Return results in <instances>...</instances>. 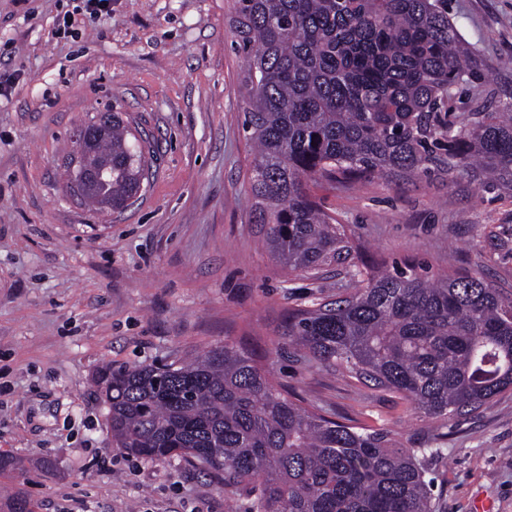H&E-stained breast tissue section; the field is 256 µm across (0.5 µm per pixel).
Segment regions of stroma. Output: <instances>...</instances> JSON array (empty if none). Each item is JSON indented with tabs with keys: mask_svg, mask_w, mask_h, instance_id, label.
<instances>
[{
	"mask_svg": "<svg viewBox=\"0 0 512 512\" xmlns=\"http://www.w3.org/2000/svg\"><path fill=\"white\" fill-rule=\"evenodd\" d=\"M81 0H0V499L35 512H247L246 494L184 459L128 458L111 445L96 383L102 366L135 369L230 343L296 397L404 446L436 444V512H512V393L449 420L440 440L395 394L311 368L283 329L290 308L349 294L347 268L289 275L253 221L243 126L245 61L232 0H112L94 20ZM75 34L58 38L64 14ZM481 62L454 112L512 101V0H448ZM112 108L155 138L156 175L123 213L66 192L76 130ZM313 192L363 262L435 278L474 273L512 289V190L458 174L378 177Z\"/></svg>",
	"mask_w": 512,
	"mask_h": 512,
	"instance_id": "1",
	"label": "stroma"
}]
</instances>
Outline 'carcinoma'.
Listing matches in <instances>:
<instances>
[{
	"label": "carcinoma",
	"instance_id": "1",
	"mask_svg": "<svg viewBox=\"0 0 512 512\" xmlns=\"http://www.w3.org/2000/svg\"><path fill=\"white\" fill-rule=\"evenodd\" d=\"M228 23L247 61L249 184L267 252L296 276L341 264L358 278L348 297L288 312L285 336L308 364L401 396L440 439L449 419L512 391V295L466 273L359 265L310 183L461 171L512 190V101L449 114L478 60L446 0H233ZM98 151L112 178L87 205L122 209L150 170L149 143L114 112ZM102 379L113 447L185 458L247 491L249 512H434V450L309 409L227 343ZM5 507L34 512L21 492Z\"/></svg>",
	"mask_w": 512,
	"mask_h": 512
}]
</instances>
